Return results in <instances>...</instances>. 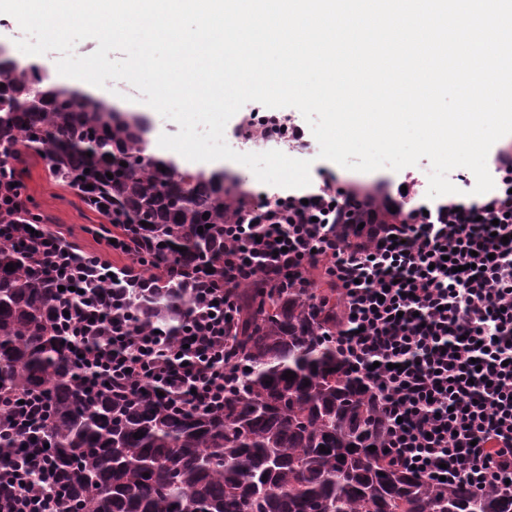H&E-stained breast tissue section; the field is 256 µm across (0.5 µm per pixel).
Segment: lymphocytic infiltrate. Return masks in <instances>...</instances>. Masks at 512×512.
<instances>
[{
  "label": "lymphocytic infiltrate",
  "mask_w": 512,
  "mask_h": 512,
  "mask_svg": "<svg viewBox=\"0 0 512 512\" xmlns=\"http://www.w3.org/2000/svg\"><path fill=\"white\" fill-rule=\"evenodd\" d=\"M499 188L470 204L412 209L408 221L357 226L351 196L324 184L307 197L255 205L248 224L224 227V281L202 286L188 328L168 338L134 326L126 294L99 295L112 267L78 269L62 238L38 233L61 285L60 306L78 342L75 361L96 388L130 396L140 385L174 407H221L239 389L227 351L238 319L234 293L313 287L323 266L342 294L333 341L372 391L395 464L427 482L464 481L512 495V150L494 155ZM48 398L0 391V512H67L52 452Z\"/></svg>",
  "instance_id": "f902f5d3"
}]
</instances>
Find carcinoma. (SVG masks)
<instances>
[{
  "instance_id": "cac0c4a2",
  "label": "carcinoma",
  "mask_w": 512,
  "mask_h": 512,
  "mask_svg": "<svg viewBox=\"0 0 512 512\" xmlns=\"http://www.w3.org/2000/svg\"><path fill=\"white\" fill-rule=\"evenodd\" d=\"M1 83L0 192L22 181L33 150L107 223L130 225L152 272L111 287L142 289L135 322L180 335L197 270L224 279V225L250 221L249 193L224 171L147 153L142 116L51 84L38 64H0ZM42 223L0 210L15 236L0 239V388L49 396L55 468L76 512H512L511 497L464 482L438 490L389 460L373 393L330 342L341 306L331 287L238 290L233 353L251 371L221 410L175 409L148 388L90 392L56 324L50 266L23 231Z\"/></svg>"
}]
</instances>
